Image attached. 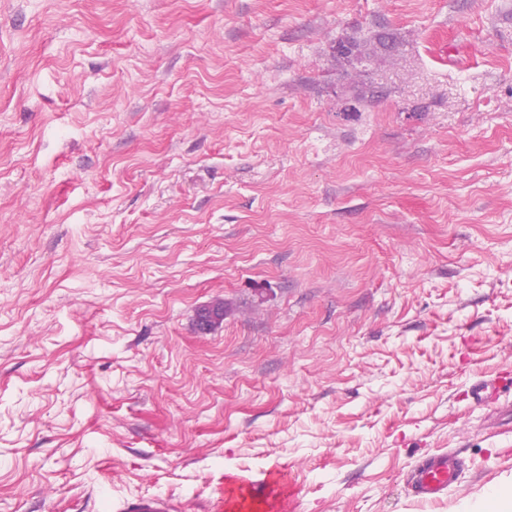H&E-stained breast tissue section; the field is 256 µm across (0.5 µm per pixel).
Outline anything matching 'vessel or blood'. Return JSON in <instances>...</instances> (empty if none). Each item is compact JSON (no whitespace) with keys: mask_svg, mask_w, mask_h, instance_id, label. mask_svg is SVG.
<instances>
[{"mask_svg":"<svg viewBox=\"0 0 512 512\" xmlns=\"http://www.w3.org/2000/svg\"><path fill=\"white\" fill-rule=\"evenodd\" d=\"M463 470L462 458L454 452H441L420 461L412 470L409 486L415 502L433 504L444 500ZM118 512H175L168 497L154 495L122 501Z\"/></svg>","mask_w":512,"mask_h":512,"instance_id":"vessel-or-blood-1","label":"vessel or blood"}]
</instances>
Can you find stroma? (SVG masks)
<instances>
[{
    "mask_svg": "<svg viewBox=\"0 0 512 512\" xmlns=\"http://www.w3.org/2000/svg\"><path fill=\"white\" fill-rule=\"evenodd\" d=\"M508 486L512 0H0V512ZM463 460L455 452L433 454L411 471L409 486L415 502L433 504L444 500L448 490L458 483ZM175 506L167 496L154 495L148 497H136L122 501L117 511L119 512H174Z\"/></svg>",
    "mask_w": 512,
    "mask_h": 512,
    "instance_id": "stroma-1",
    "label": "stroma"
}]
</instances>
